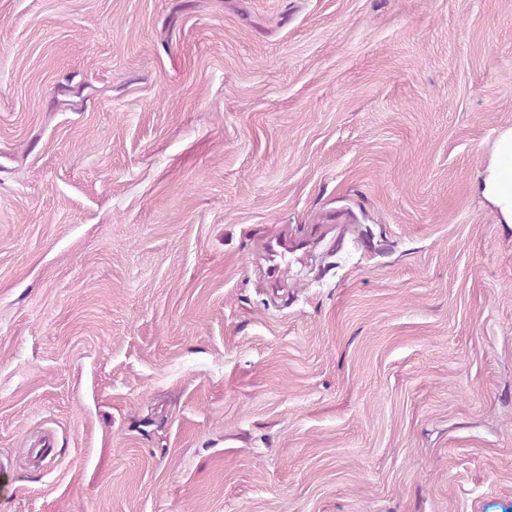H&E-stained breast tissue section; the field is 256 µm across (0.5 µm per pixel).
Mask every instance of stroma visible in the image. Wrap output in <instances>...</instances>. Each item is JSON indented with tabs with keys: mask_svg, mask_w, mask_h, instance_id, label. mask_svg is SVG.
<instances>
[{
	"mask_svg": "<svg viewBox=\"0 0 512 512\" xmlns=\"http://www.w3.org/2000/svg\"><path fill=\"white\" fill-rule=\"evenodd\" d=\"M512 0H0V512H502ZM497 159L479 176L482 195L497 206L505 223L512 224V131L503 133Z\"/></svg>",
	"mask_w": 512,
	"mask_h": 512,
	"instance_id": "35a3bbf8",
	"label": "stroma"
}]
</instances>
